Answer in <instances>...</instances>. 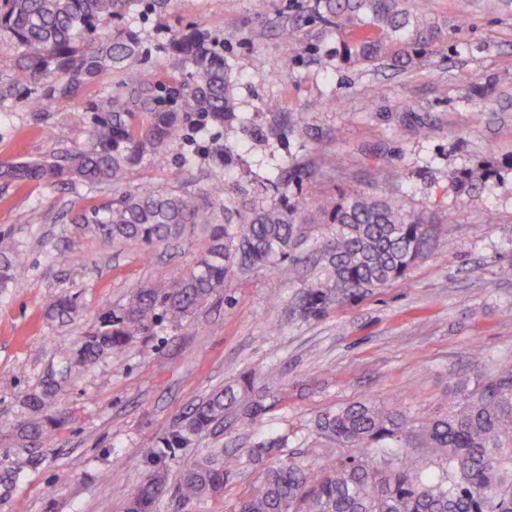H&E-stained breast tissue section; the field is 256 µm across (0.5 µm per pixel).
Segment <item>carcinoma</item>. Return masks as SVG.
Returning a JSON list of instances; mask_svg holds the SVG:
<instances>
[{"instance_id":"carcinoma-1","label":"carcinoma","mask_w":512,"mask_h":512,"mask_svg":"<svg viewBox=\"0 0 512 512\" xmlns=\"http://www.w3.org/2000/svg\"><path fill=\"white\" fill-rule=\"evenodd\" d=\"M134 0H0V41L17 53V75L44 82L45 92L29 98V112H48L54 100L73 97L104 72L120 75L123 93L102 98L108 117L89 130L90 146L65 150L50 159L4 161L5 182L90 185L119 179L139 159L144 146L166 150L184 116L152 106L178 98L184 112H204L217 121L237 119L233 84L224 54L197 29L172 44L188 65L176 87L156 88L127 72L139 55L131 29L106 28L121 21ZM326 23L346 33L342 58L347 63L380 61L407 69L416 64L423 40L411 24L405 0H321ZM153 110L150 123L135 128L127 117ZM491 171L452 174L450 182L475 186ZM205 192L169 194L142 186L91 212V222L107 239L151 247L176 238L199 223L211 198ZM236 211L224 208V223L208 222L207 252L181 280L166 288H139L123 308L107 312L97 329L75 347L59 352V368L50 370L38 391L24 402L22 422L4 435L17 447L43 444L64 422L55 406L62 385L105 357L118 355L145 334L156 316L176 325L191 318L224 288L235 268L288 263L293 268L305 225L326 226L319 264L326 288H314L300 306L303 315L333 293L381 288L403 277L434 244L439 227L424 214L408 212L396 195H374L352 187L338 198L318 203L319 218L288 206L284 198L255 205L239 190ZM17 249L0 246V288L20 276ZM76 311L73 301L56 296L48 314L61 320ZM251 379L213 390L188 416L185 435L199 433L229 416L250 421L265 410L253 394ZM318 435L351 451L339 465L313 474L293 463L270 467L259 489L239 502L237 512H512V369L477 374L458 385L447 413L414 418L400 409L356 402L320 416ZM235 459L222 448L196 457L169 483L156 471L139 483L123 503V512H157L161 495L183 505L202 504L221 495Z\"/></svg>"}]
</instances>
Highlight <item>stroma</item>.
I'll use <instances>...</instances> for the list:
<instances>
[{"instance_id": "obj_1", "label": "stroma", "mask_w": 512, "mask_h": 512, "mask_svg": "<svg viewBox=\"0 0 512 512\" xmlns=\"http://www.w3.org/2000/svg\"><path fill=\"white\" fill-rule=\"evenodd\" d=\"M458 2L408 0L429 44L412 68L397 70L345 64L343 35L322 20L319 0H265L259 13L254 0H136L134 69L155 84L181 78L170 42L188 27L207 32L224 50L237 118L227 126L192 114L166 151L144 149L109 185L0 181V242L19 245L25 266L0 294V433L22 419L60 348L135 290L185 276L206 252L197 228L145 259L83 223L90 209L141 185L197 192L240 183L262 204L283 182L289 204L308 209L355 184L398 193L408 211L451 230L403 278L304 316L296 309L322 277L313 263L322 225H308L296 269L235 270L193 318L157 325L66 385L57 399L66 422L43 447L0 442V475L23 474L0 485V512H121L148 473L177 478L209 448L237 461L223 495L198 507L167 497L159 512H235L269 466L293 461L317 473L343 460L315 437L325 412L373 400L430 416L476 370L512 368V0H468L464 11ZM288 28L295 42L283 40ZM15 73V53L2 44L0 77L13 83L0 91V162L86 145L104 117L102 96L119 91L105 72L39 117L23 106L33 84ZM487 161L498 162L496 178L454 189L451 173ZM60 295L77 305L72 320L44 314L46 299ZM247 374L266 406L257 420L230 418L175 443L185 413ZM276 434L287 435V447L257 455ZM149 441L162 445L156 457L142 452Z\"/></svg>"}]
</instances>
